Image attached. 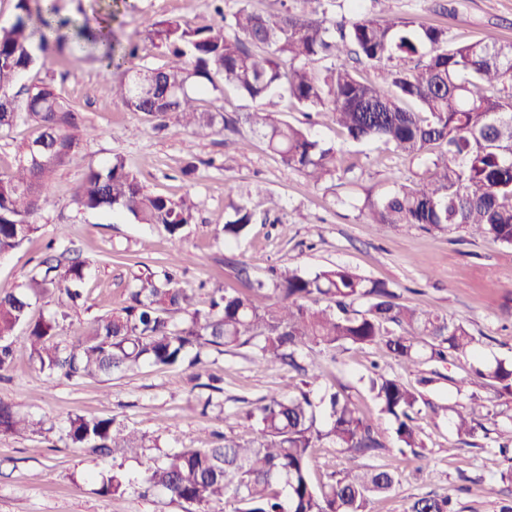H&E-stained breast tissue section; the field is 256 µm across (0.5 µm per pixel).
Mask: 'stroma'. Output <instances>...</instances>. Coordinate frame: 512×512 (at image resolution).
Returning <instances> with one entry per match:
<instances>
[{"label": "stroma", "instance_id": "obj_1", "mask_svg": "<svg viewBox=\"0 0 512 512\" xmlns=\"http://www.w3.org/2000/svg\"><path fill=\"white\" fill-rule=\"evenodd\" d=\"M61 14L84 10L96 16L112 6V23L121 41L139 46L132 66L160 68L168 55L154 48L147 34L154 22L180 19L194 25L211 21V0H58ZM397 11L417 21L445 27L450 41L512 43V0H395ZM57 92L78 107L96 134L79 155L53 175L54 192L42 210L39 232L17 249L0 254V290L24 284L39 270L43 246L54 241L62 261H83L84 300L71 310L59 340L68 343L75 329L124 306L136 276L161 270L169 257L185 258L183 286L200 281L227 291H246L249 284L268 281L273 268L290 266L312 274L328 266H343L357 274L389 283L402 304L459 320L481 336L479 356L512 362V247L489 239H474L464 231H436L417 224H398L377 232L363 223L367 200L394 191L416 178L424 160L407 157L382 143L347 139L329 113L305 116L293 109L286 92L254 102L234 89L203 97L204 110H255L274 113L310 131L322 143L336 147L354 169L319 185L284 166L254 133L242 125L250 141L238 150L226 135L200 139L175 124L159 128L155 117L129 111L112 97V80L98 61L75 66L50 53L44 69ZM122 155L146 189L174 198L190 195L196 219L181 237L160 226L141 224L127 214L84 211L72 192L87 165H101ZM195 162L197 172L184 180L180 170ZM263 185L269 198L256 196ZM273 208L278 223L249 225L232 245H225L222 228L230 202ZM10 369L0 375V399L29 417L42 421L36 434H0V512H187L184 503L156 492L142 495L141 483L150 459L181 448H203L212 432L252 439L258 429L241 425L244 413L262 398L300 385L299 373L287 365H259L253 347L223 353L206 350L210 372L222 379L221 391L193 387L183 366L144 364L135 371L95 379L47 378L30 361L22 338H15ZM305 363L318 375L315 394L331 386H346L359 411L378 428L386 450L366 457L369 465L396 472L398 482L388 496L374 499L372 512H405L413 499L450 497L456 512H499L500 501L486 497L501 482L508 467L498 452L500 436L512 430L505 416L484 415L487 433L467 445L448 423V408L477 395L481 403L497 402L495 390L483 382L456 389L458 368L428 359L412 366L388 355L380 345L308 351ZM408 383L429 377L426 399L416 416L423 442L421 456L400 454L393 446V424L380 413L365 382L373 364ZM75 416L111 418L143 436L135 452L115 450L97 456L67 447L62 439L67 421ZM121 471L130 481L127 492L110 496L100 491V477Z\"/></svg>", "mask_w": 512, "mask_h": 512}]
</instances>
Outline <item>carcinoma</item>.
<instances>
[{"label": "carcinoma", "mask_w": 512, "mask_h": 512, "mask_svg": "<svg viewBox=\"0 0 512 512\" xmlns=\"http://www.w3.org/2000/svg\"><path fill=\"white\" fill-rule=\"evenodd\" d=\"M55 0H15L14 17L0 26V134L20 124L40 133L18 148L16 164L0 172V254L18 248L40 230L37 218L51 194L55 170L79 153L90 130L79 110L61 98L52 82L23 78L54 47L74 60L107 47L108 58L136 57L138 46L123 47L112 30L59 15ZM320 0H281V10L265 16L248 0L221 20L191 27L177 19L153 25L151 44L171 56L163 68L128 69L112 78L113 98L133 112L171 120L206 138L224 130L237 133V120L199 109L200 97L226 86L259 102L286 86L291 103L302 112H329L342 133L354 141H382L408 156L435 147L443 152L408 184L369 200L363 223L382 232L396 224H420L436 230L463 229L473 238L512 246V44L476 41L456 44L446 30L427 26L387 9L383 16L364 12V0H352L353 18L336 22L319 15ZM367 64L376 77L357 74ZM266 139L282 164L317 185L352 171L336 148L326 147L300 127L258 111L244 116ZM73 201L84 210L119 208L141 224H155L179 238L193 223L197 208L188 196L171 198L146 191L120 155L103 167L89 165L74 189ZM224 242L238 239L257 212L231 205ZM44 268L20 291H0V371L13 358L17 329L25 330L31 361L52 378L110 376L144 363L193 369L190 379L219 378L207 372L200 349L255 348L260 363L287 364L304 370L297 354L305 348L344 349L383 344L396 359L413 365L430 358L462 363L474 358L481 341L463 323L417 311L398 302L384 281L364 278L343 266L313 275L294 268L273 271L249 293L210 294L208 307L179 279L181 260L171 259L161 273L137 278L128 302L117 311L77 329L67 345L56 341L69 314L30 317L32 301L59 293L76 306L83 299V265L47 258ZM316 297L329 305L312 308L302 300ZM179 314L181 319L174 321ZM496 389L503 404L512 403V364L497 360L477 370ZM296 392L265 397L249 411L260 438L240 442L224 434L208 448L169 452L143 479L145 489L209 512H369L375 497L388 494L396 475L361 459L386 448L373 422L360 414L350 396L328 391L313 397L312 382ZM369 391L394 422L400 448L422 447L413 414L420 391L379 372ZM475 396L452 408L459 437L478 429ZM40 421L0 400V433L35 432ZM326 442L341 448L347 467L316 484L310 466L314 449ZM144 439L111 419H69L66 444L100 456L116 448H141ZM126 479L114 473L101 479L105 495H121ZM405 512H455L447 497H420Z\"/></svg>", "instance_id": "carcinoma-1"}]
</instances>
